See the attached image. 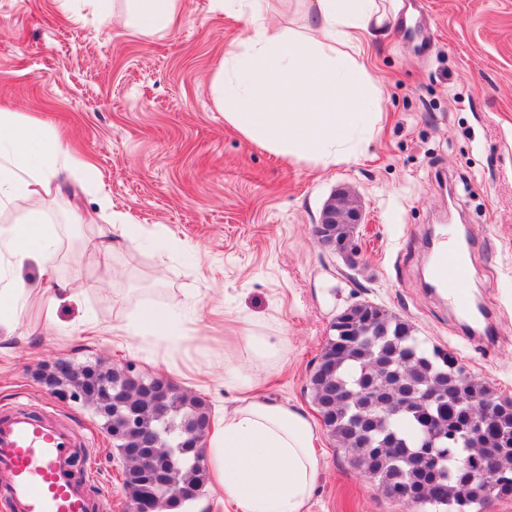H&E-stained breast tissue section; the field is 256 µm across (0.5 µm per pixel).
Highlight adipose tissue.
<instances>
[{
	"label": "adipose tissue",
	"instance_id": "adipose-tissue-1",
	"mask_svg": "<svg viewBox=\"0 0 512 512\" xmlns=\"http://www.w3.org/2000/svg\"><path fill=\"white\" fill-rule=\"evenodd\" d=\"M180 0H127L125 24L142 32L169 28ZM225 13L246 19L248 35L226 50L213 77L224 120L246 139L297 161L324 167L347 163L373 138L378 79L367 63L369 41L393 16L386 0H310L309 32L268 36L264 19L273 0H224ZM87 183L95 166L80 161L48 132L15 113H0V208L16 200L25 215L0 225V270L37 262L57 301L74 290L55 275L60 242L43 203L60 169ZM141 340L167 337L178 348L184 330L145 306L128 328ZM214 487L234 512H303L320 470L316 433L298 410L241 397L218 418L203 451Z\"/></svg>",
	"mask_w": 512,
	"mask_h": 512
}]
</instances>
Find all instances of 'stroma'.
<instances>
[{"mask_svg": "<svg viewBox=\"0 0 512 512\" xmlns=\"http://www.w3.org/2000/svg\"><path fill=\"white\" fill-rule=\"evenodd\" d=\"M180 21L143 34L90 4L0 0V111L30 118L100 181L68 171L45 218L61 228L56 275L76 290L51 305L37 266L18 274L30 295L0 328V407L29 405L79 433L80 468L101 512H128L125 462L91 407L63 402L36 380L64 357L134 365L203 397L212 413L237 398L224 361L251 367L242 337L276 336L284 364L260 395L302 411L324 460L304 512H408L364 477L324 430L308 385L334 317L372 302L453 352L468 372L512 399V0H397L372 39L381 120L365 154L336 166L277 156L226 124L211 80L246 20L215 0H181ZM344 189L364 215L357 252L321 243L315 226ZM140 225L109 265L95 245L118 237L112 213ZM466 231V282L490 314V351L429 280L430 231ZM126 296L125 307L112 304ZM152 305L190 328L181 360L148 350L120 326Z\"/></svg>", "mask_w": 512, "mask_h": 512, "instance_id": "stroma-1", "label": "stroma"}]
</instances>
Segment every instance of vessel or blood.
<instances>
[{"instance_id": "vessel-or-blood-1", "label": "vessel or blood", "mask_w": 512, "mask_h": 512, "mask_svg": "<svg viewBox=\"0 0 512 512\" xmlns=\"http://www.w3.org/2000/svg\"><path fill=\"white\" fill-rule=\"evenodd\" d=\"M433 278L455 311L469 315L472 300L464 283L469 276L465 253L442 238L434 254ZM77 440L60 423L11 406L0 409V485L5 512H97V503L73 470Z\"/></svg>"}]
</instances>
